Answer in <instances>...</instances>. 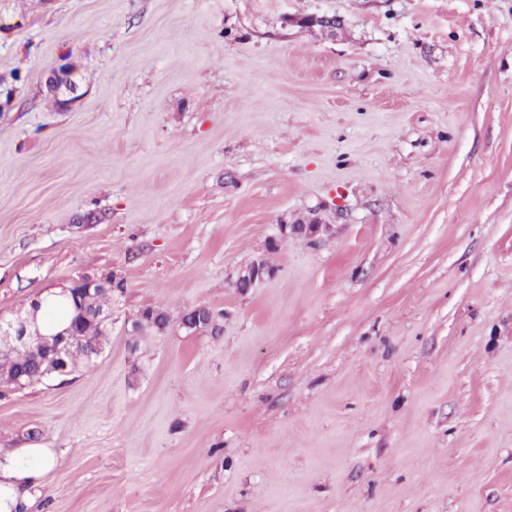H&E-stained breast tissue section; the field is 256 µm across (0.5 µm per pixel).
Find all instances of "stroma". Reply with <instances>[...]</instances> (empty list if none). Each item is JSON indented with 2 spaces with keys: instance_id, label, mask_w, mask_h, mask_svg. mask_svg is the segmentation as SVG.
Returning <instances> with one entry per match:
<instances>
[{
  "instance_id": "stroma-1",
  "label": "stroma",
  "mask_w": 512,
  "mask_h": 512,
  "mask_svg": "<svg viewBox=\"0 0 512 512\" xmlns=\"http://www.w3.org/2000/svg\"><path fill=\"white\" fill-rule=\"evenodd\" d=\"M105 274L27 512H512V0H0V317Z\"/></svg>"
}]
</instances>
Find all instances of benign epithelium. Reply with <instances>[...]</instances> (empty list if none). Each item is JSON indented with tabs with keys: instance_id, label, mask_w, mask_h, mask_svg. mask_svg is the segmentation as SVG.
I'll use <instances>...</instances> for the list:
<instances>
[{
	"instance_id": "obj_1",
	"label": "benign epithelium",
	"mask_w": 512,
	"mask_h": 512,
	"mask_svg": "<svg viewBox=\"0 0 512 512\" xmlns=\"http://www.w3.org/2000/svg\"><path fill=\"white\" fill-rule=\"evenodd\" d=\"M268 274L270 269L266 264H253L239 275L236 287L251 288ZM31 325L32 321L28 318L8 323L0 319V356L19 350H27L35 354L42 353L56 361V373H65L67 370L65 356L73 351L84 349V337L70 326L44 335L37 329H31Z\"/></svg>"
}]
</instances>
